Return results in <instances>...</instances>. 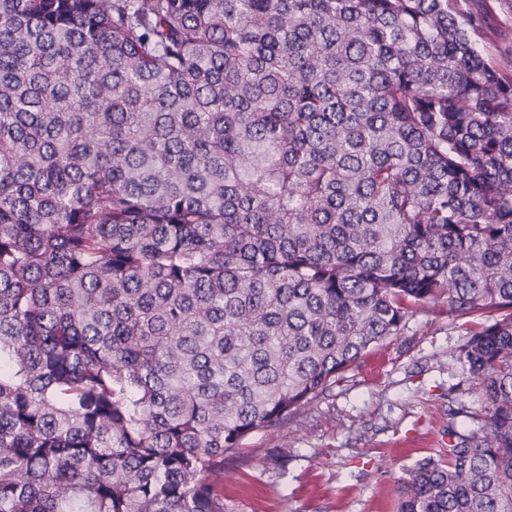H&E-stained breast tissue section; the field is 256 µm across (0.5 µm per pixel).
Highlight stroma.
<instances>
[{"label":"stroma","instance_id":"stroma-1","mask_svg":"<svg viewBox=\"0 0 512 512\" xmlns=\"http://www.w3.org/2000/svg\"><path fill=\"white\" fill-rule=\"evenodd\" d=\"M498 3L483 50L512 74V0ZM483 322L418 313L285 423L245 437L224 462L227 512H397L408 470L446 448L449 430L485 422L486 399L459 360Z\"/></svg>","mask_w":512,"mask_h":512}]
</instances>
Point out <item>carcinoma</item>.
Segmentation results:
<instances>
[{"label": "carcinoma", "mask_w": 512, "mask_h": 512, "mask_svg": "<svg viewBox=\"0 0 512 512\" xmlns=\"http://www.w3.org/2000/svg\"><path fill=\"white\" fill-rule=\"evenodd\" d=\"M493 0H0V512H226L224 456L420 309L481 433L398 512H512Z\"/></svg>", "instance_id": "cac0c4a2"}]
</instances>
